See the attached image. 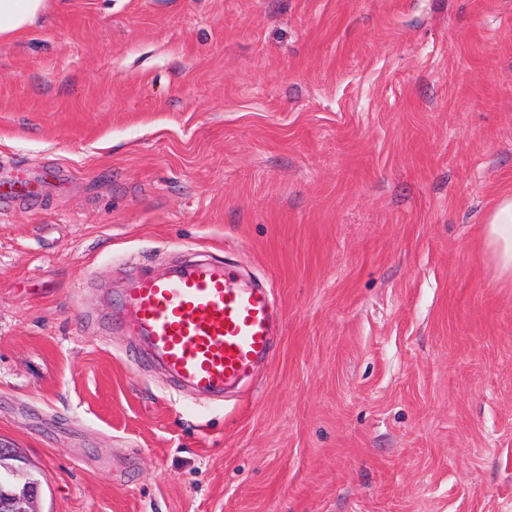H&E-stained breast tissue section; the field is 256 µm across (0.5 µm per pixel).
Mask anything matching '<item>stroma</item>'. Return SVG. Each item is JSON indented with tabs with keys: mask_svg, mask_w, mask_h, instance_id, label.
<instances>
[{
	"mask_svg": "<svg viewBox=\"0 0 512 512\" xmlns=\"http://www.w3.org/2000/svg\"><path fill=\"white\" fill-rule=\"evenodd\" d=\"M0 445L37 512H512V0H49L0 40ZM210 257L270 354L209 404L107 299ZM483 245L497 278L512 282V196L503 197L483 228Z\"/></svg>",
	"mask_w": 512,
	"mask_h": 512,
	"instance_id": "35a3bbf8",
	"label": "stroma"
}]
</instances>
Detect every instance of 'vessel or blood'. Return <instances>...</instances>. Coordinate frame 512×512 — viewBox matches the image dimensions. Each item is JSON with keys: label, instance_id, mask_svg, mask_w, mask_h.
Returning a JSON list of instances; mask_svg holds the SVG:
<instances>
[{"label": "vessel or blood", "instance_id": "vessel-or-blood-1", "mask_svg": "<svg viewBox=\"0 0 512 512\" xmlns=\"http://www.w3.org/2000/svg\"><path fill=\"white\" fill-rule=\"evenodd\" d=\"M151 359L178 382L211 394L242 376L266 354L273 334L266 291L211 261L170 274L144 275L114 305Z\"/></svg>", "mask_w": 512, "mask_h": 512}]
</instances>
